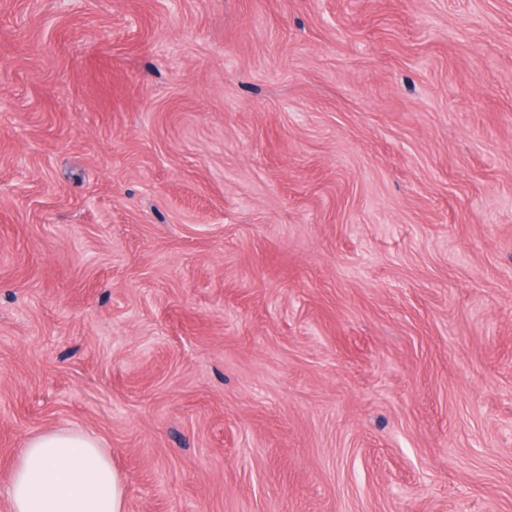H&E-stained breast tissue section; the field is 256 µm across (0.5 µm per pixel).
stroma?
I'll return each instance as SVG.
<instances>
[{
	"label": "stroma",
	"mask_w": 512,
	"mask_h": 512,
	"mask_svg": "<svg viewBox=\"0 0 512 512\" xmlns=\"http://www.w3.org/2000/svg\"><path fill=\"white\" fill-rule=\"evenodd\" d=\"M512 512V0H0V512ZM13 512H125V490L92 433L55 430L32 437L8 486Z\"/></svg>",
	"instance_id": "35a3bbf8"
}]
</instances>
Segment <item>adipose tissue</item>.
Wrapping results in <instances>:
<instances>
[{"mask_svg":"<svg viewBox=\"0 0 512 512\" xmlns=\"http://www.w3.org/2000/svg\"><path fill=\"white\" fill-rule=\"evenodd\" d=\"M12 512H125V490L92 433L55 430L32 437L8 486Z\"/></svg>","mask_w":512,"mask_h":512,"instance_id":"1","label":"adipose tissue"}]
</instances>
